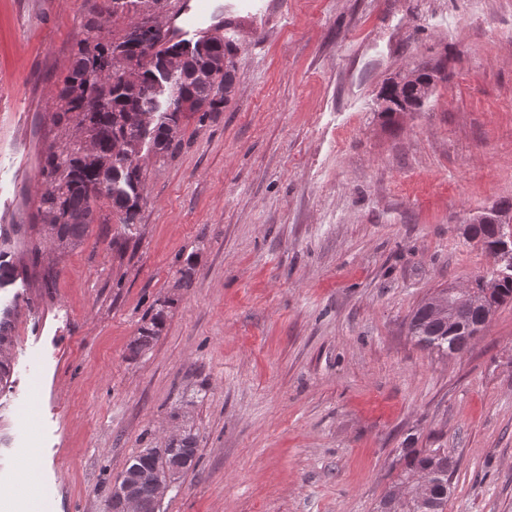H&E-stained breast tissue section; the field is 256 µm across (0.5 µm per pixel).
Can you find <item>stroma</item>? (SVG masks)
Masks as SVG:
<instances>
[{"mask_svg":"<svg viewBox=\"0 0 512 512\" xmlns=\"http://www.w3.org/2000/svg\"><path fill=\"white\" fill-rule=\"evenodd\" d=\"M95 0H0V187L21 225L0 280V512H108L139 450L196 464L161 512H376L407 451L447 449L444 512H512V302L459 354L408 332L493 266L465 228L512 200V0H279L244 29L235 89L146 160L123 232L39 243L37 173ZM448 77L387 122L383 84ZM164 329L133 355L146 316ZM439 68H442L441 64H435L431 65L428 63H421L419 65H416L412 70L413 73L417 74V85H423L425 83L426 78L430 77L431 73H434ZM411 73L410 70H406L399 74V76L395 79V87L398 89L402 88L405 84L414 81L415 76ZM446 77V72L444 70H440L434 73V76L432 77L430 81V87L434 88L436 84L443 80ZM415 85H410L407 90L403 89L402 93H408L410 97H413L415 99H421L423 98L420 94V88ZM9 322L5 318L0 321V384L7 385L11 372L10 345L11 337L8 336ZM5 346V353H2V347Z\"/></svg>","mask_w":512,"mask_h":512,"instance_id":"stroma-1","label":"stroma"}]
</instances>
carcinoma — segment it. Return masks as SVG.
<instances>
[{
	"label": "carcinoma",
	"instance_id": "carcinoma-1",
	"mask_svg": "<svg viewBox=\"0 0 512 512\" xmlns=\"http://www.w3.org/2000/svg\"><path fill=\"white\" fill-rule=\"evenodd\" d=\"M141 0H102L94 7L96 14L110 18H129L122 33L104 40L97 35L98 26L87 25L86 36L77 43L71 64L57 93L54 121L64 129L80 128L96 150V156L85 154L82 142L68 138L61 146H51L43 154L38 181L49 185L40 197L39 218L42 240L50 248L65 250L80 243L90 224L94 223L93 205L101 199L111 203L118 223L127 231L141 221L145 195L144 165L132 166L114 153L118 146L125 151L149 146V151L162 158H172L182 146V122L186 118L183 104L198 115V122L224 108V101L234 89L235 63L233 47L221 39L210 40L211 46L191 48L173 44L159 49L154 33L140 16ZM181 53V71L172 78L161 63V56ZM122 55L142 61L141 73L134 81L124 78L114 60ZM441 65L421 63L412 69L417 84L407 88L409 96L420 99V85ZM132 113L154 114L150 133L142 136L130 125ZM472 238L479 239L485 251L497 258L499 251H512L509 229L488 224L470 226ZM470 291L477 297L487 296L500 306L512 300V266L495 263L490 276L475 281ZM165 320L164 309L152 314L148 324L139 330L131 352L139 354L150 347L159 335ZM9 322L0 321V384L8 383L11 372V337ZM409 333L424 347L450 354L461 353L467 347L466 333H451L448 315L423 300L413 312ZM194 459L197 455L196 436L184 431L179 441L171 440L162 448H143L133 456L122 474L135 468H145L156 478H166L171 460L180 453ZM451 457L446 448H428L423 452L409 451L405 468L396 485L419 473L431 475L430 484L421 492L399 503L401 512H443L450 492Z\"/></svg>",
	"mask_w": 512,
	"mask_h": 512
}]
</instances>
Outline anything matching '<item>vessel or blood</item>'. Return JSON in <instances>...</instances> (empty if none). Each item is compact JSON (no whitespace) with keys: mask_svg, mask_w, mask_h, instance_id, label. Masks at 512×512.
Here are the masks:
<instances>
[{"mask_svg":"<svg viewBox=\"0 0 512 512\" xmlns=\"http://www.w3.org/2000/svg\"><path fill=\"white\" fill-rule=\"evenodd\" d=\"M173 41L195 44L224 32L223 0H179L165 20Z\"/></svg>","mask_w":512,"mask_h":512,"instance_id":"b4317fda","label":"vessel or blood"}]
</instances>
